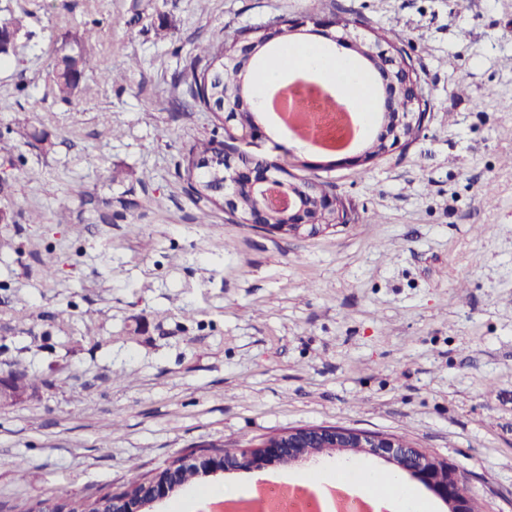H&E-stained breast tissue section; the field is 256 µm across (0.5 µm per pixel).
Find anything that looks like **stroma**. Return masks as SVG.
<instances>
[{
    "label": "stroma",
    "instance_id": "1",
    "mask_svg": "<svg viewBox=\"0 0 512 512\" xmlns=\"http://www.w3.org/2000/svg\"><path fill=\"white\" fill-rule=\"evenodd\" d=\"M21 9L0 134L27 110L53 145L0 155L15 217L0 224V374L43 380L0 407V512H38L61 489L116 493L211 443L238 452L329 425L403 438L452 464L478 512H512V0H0V17ZM345 14L404 36L432 106L420 138L321 172L354 223L310 237L220 210L199 223L180 162L215 122L174 76L198 44ZM92 21L84 90L55 99L63 37ZM367 473L448 512L361 448L200 474L149 512Z\"/></svg>",
    "mask_w": 512,
    "mask_h": 512
}]
</instances>
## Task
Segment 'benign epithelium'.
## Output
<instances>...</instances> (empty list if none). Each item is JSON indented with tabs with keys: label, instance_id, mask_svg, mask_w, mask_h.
<instances>
[{
	"label": "benign epithelium",
	"instance_id": "obj_1",
	"mask_svg": "<svg viewBox=\"0 0 512 512\" xmlns=\"http://www.w3.org/2000/svg\"><path fill=\"white\" fill-rule=\"evenodd\" d=\"M341 31L333 37L336 45L350 44L364 57L374 61V68L381 74L384 85L383 131L377 138L391 151L401 147L423 127L426 115L415 111V104H406V90L415 87L408 60L382 41H372L357 32L341 18L319 17L313 21L296 18L290 27L294 31L307 26ZM237 140L249 142L258 149L266 139L262 127L255 126L236 133ZM278 162L264 160L244 163L239 154L226 150L208 160V167L224 172V209L235 203V192L241 185L252 189L256 209L261 214L277 211L288 219L286 224H263L269 234H315L321 229L350 224L352 220L343 201L330 191L302 181L285 180L276 169ZM23 394L13 387V375H0V401L18 402ZM320 448H366L386 459L422 483L448 504V512H475L472 497L464 489L456 469L445 461L406 445L393 436L376 435L343 427H317L289 431L270 438L251 449L239 460L224 458L214 461L208 454L186 458L189 470L200 472L208 468L227 470L237 467H262L264 465L294 461L311 450ZM186 473L174 468L157 473L144 490L121 497L112 512H141L140 501L163 499L184 481Z\"/></svg>",
	"mask_w": 512,
	"mask_h": 512
}]
</instances>
